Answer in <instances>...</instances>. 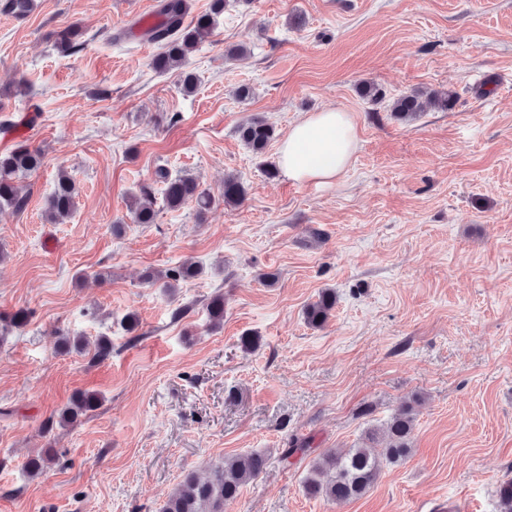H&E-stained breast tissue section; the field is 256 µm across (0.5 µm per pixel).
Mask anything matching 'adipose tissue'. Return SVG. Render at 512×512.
Masks as SVG:
<instances>
[{"instance_id":"1","label":"adipose tissue","mask_w":512,"mask_h":512,"mask_svg":"<svg viewBox=\"0 0 512 512\" xmlns=\"http://www.w3.org/2000/svg\"><path fill=\"white\" fill-rule=\"evenodd\" d=\"M357 130L348 112L336 109L304 115L279 147L280 166L288 179L332 182L351 163Z\"/></svg>"}]
</instances>
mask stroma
I'll use <instances>...</instances> for the list:
<instances>
[{"label":"stroma","instance_id":"35a3bbf8","mask_svg":"<svg viewBox=\"0 0 512 512\" xmlns=\"http://www.w3.org/2000/svg\"><path fill=\"white\" fill-rule=\"evenodd\" d=\"M147 2L0 13V151L25 139L44 155L26 209L0 211V313L30 312L0 338V512H162L186 474L248 452L267 468L224 512H433L446 500L499 512L496 487L512 478V0H235L190 58L189 93L153 69L158 44L124 35ZM68 26L84 44L63 54L54 35ZM240 43L248 56H225ZM21 78L25 94L12 93ZM417 89L454 105L394 119L391 100ZM328 108L357 129L342 177H267L280 138ZM250 117L278 135L261 157L237 135ZM159 167L216 196L204 220L166 206ZM63 168L78 195L49 224ZM228 174L246 190L237 207L219 200ZM144 186L157 216L136 224ZM187 262L201 272L176 295L143 280ZM324 288L336 308L315 330L303 310ZM62 333L109 337L112 355L60 353ZM248 334L258 347H243ZM78 390L100 393V408L46 430ZM403 407L415 418L404 461L358 499L306 495L323 452ZM293 440L309 451L284 457ZM47 446L59 460L30 477L29 455Z\"/></svg>","mask_w":512,"mask_h":512}]
</instances>
